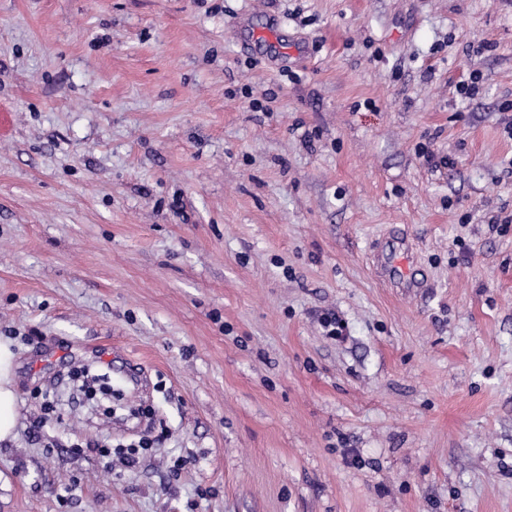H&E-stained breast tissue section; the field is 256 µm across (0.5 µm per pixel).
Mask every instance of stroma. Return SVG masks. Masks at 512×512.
<instances>
[{
	"mask_svg": "<svg viewBox=\"0 0 512 512\" xmlns=\"http://www.w3.org/2000/svg\"><path fill=\"white\" fill-rule=\"evenodd\" d=\"M0 106V512H512V0H0ZM15 354L0 341V441L11 439L16 426Z\"/></svg>",
	"mask_w": 512,
	"mask_h": 512,
	"instance_id": "stroma-1",
	"label": "stroma"
}]
</instances>
